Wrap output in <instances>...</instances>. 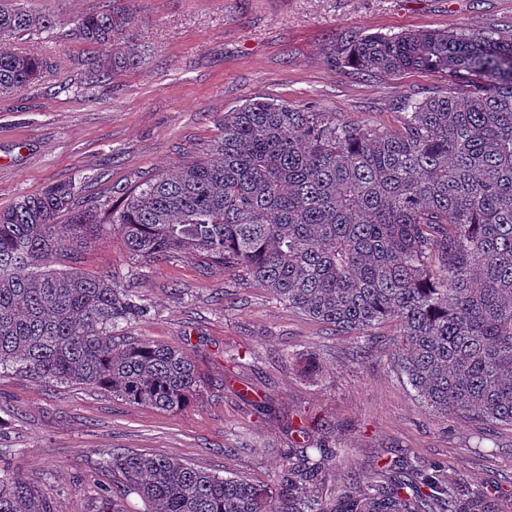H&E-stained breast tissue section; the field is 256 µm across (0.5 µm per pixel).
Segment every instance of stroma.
Wrapping results in <instances>:
<instances>
[{
	"instance_id": "1",
	"label": "stroma",
	"mask_w": 512,
	"mask_h": 512,
	"mask_svg": "<svg viewBox=\"0 0 512 512\" xmlns=\"http://www.w3.org/2000/svg\"><path fill=\"white\" fill-rule=\"evenodd\" d=\"M23 3L53 13L57 27L5 46L53 67L0 97V210L62 181L75 182L79 205L118 204L148 177L206 157L225 113L252 98L395 128L406 98L447 94L446 80L417 71L329 66V49L346 33L512 35V0H123L144 62L90 85L80 63L101 49L72 30L103 0ZM59 263L115 277L144 313L114 335L183 348L205 388L196 404L165 412L1 368L0 468L38 487L52 512H96L116 448L273 484L302 423L312 447L340 451L327 495L347 469L368 473L399 452L445 476L468 475L490 494H512V426L424 406L386 357L395 324L379 325L369 354L357 358L353 336L289 308L243 273L189 254L137 259L109 224ZM311 354L314 377L300 370Z\"/></svg>"
}]
</instances>
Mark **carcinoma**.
I'll use <instances>...</instances> for the list:
<instances>
[{"instance_id": "1", "label": "carcinoma", "mask_w": 512, "mask_h": 512, "mask_svg": "<svg viewBox=\"0 0 512 512\" xmlns=\"http://www.w3.org/2000/svg\"><path fill=\"white\" fill-rule=\"evenodd\" d=\"M52 15L0 0V41L42 35ZM74 35L104 52L98 80L138 66L122 0L82 16ZM339 69L448 80V95L408 99L397 129L338 122L332 112L255 98L224 113L208 157L162 172L102 215L59 182L0 211V366L107 389L172 412L203 380L176 346L121 340L140 312L108 276L56 268L108 221L142 260L195 253L244 271L303 315L372 343L398 327L387 356L427 407L512 426V41L454 30L348 34ZM50 59L0 49V96L42 78ZM66 215L65 224L57 223ZM338 451L288 452L273 486L177 459L112 452L96 512H498L481 485L405 457L372 476L351 469L323 498ZM0 512H51L22 476L0 472Z\"/></svg>"}]
</instances>
